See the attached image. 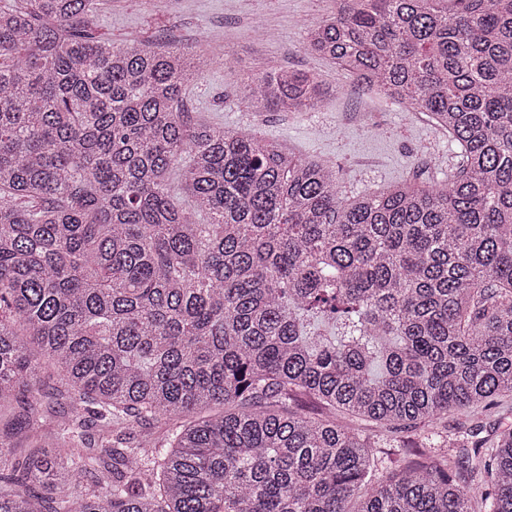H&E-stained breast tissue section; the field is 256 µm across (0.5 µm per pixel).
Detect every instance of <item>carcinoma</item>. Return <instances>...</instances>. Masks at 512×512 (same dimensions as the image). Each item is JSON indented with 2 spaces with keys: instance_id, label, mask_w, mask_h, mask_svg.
<instances>
[{
  "instance_id": "cac0c4a2",
  "label": "carcinoma",
  "mask_w": 512,
  "mask_h": 512,
  "mask_svg": "<svg viewBox=\"0 0 512 512\" xmlns=\"http://www.w3.org/2000/svg\"><path fill=\"white\" fill-rule=\"evenodd\" d=\"M336 2L305 51L426 113L448 183L344 197L180 111L185 48L112 45L91 0L0 6V422L27 402L0 512H512V427L478 422L512 397V0ZM224 66L254 112L329 92Z\"/></svg>"
}]
</instances>
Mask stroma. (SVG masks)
Here are the masks:
<instances>
[{
    "label": "stroma",
    "mask_w": 512,
    "mask_h": 512,
    "mask_svg": "<svg viewBox=\"0 0 512 512\" xmlns=\"http://www.w3.org/2000/svg\"><path fill=\"white\" fill-rule=\"evenodd\" d=\"M94 19L113 42L172 39L209 57L186 90L183 108L225 128L249 127L333 167L344 193L375 190L420 176L448 177L455 147L427 115L362 93L347 74L303 48L310 21L336 11V0H97ZM238 68L254 58L320 74L336 93L310 112H249L224 73L220 52Z\"/></svg>",
    "instance_id": "1"
}]
</instances>
